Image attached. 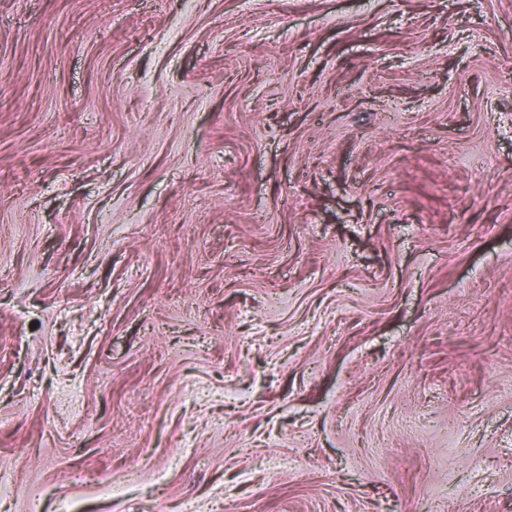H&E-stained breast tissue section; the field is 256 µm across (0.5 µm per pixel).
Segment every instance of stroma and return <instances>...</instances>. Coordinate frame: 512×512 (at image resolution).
Segmentation results:
<instances>
[{"label": "stroma", "mask_w": 512, "mask_h": 512, "mask_svg": "<svg viewBox=\"0 0 512 512\" xmlns=\"http://www.w3.org/2000/svg\"><path fill=\"white\" fill-rule=\"evenodd\" d=\"M0 512H512V0H0Z\"/></svg>", "instance_id": "stroma-1"}]
</instances>
